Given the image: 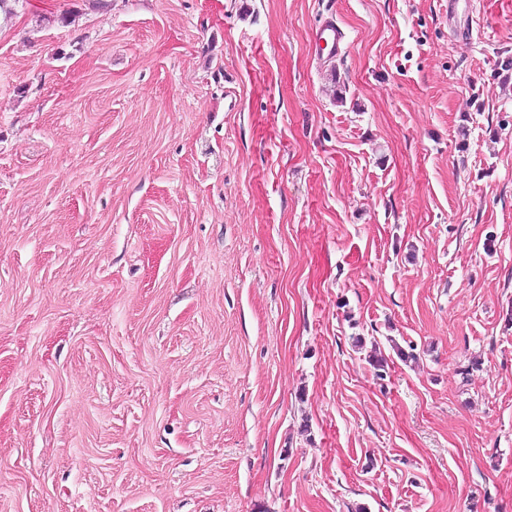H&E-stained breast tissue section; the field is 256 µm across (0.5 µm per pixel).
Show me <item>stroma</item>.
I'll return each mask as SVG.
<instances>
[{"mask_svg": "<svg viewBox=\"0 0 512 512\" xmlns=\"http://www.w3.org/2000/svg\"><path fill=\"white\" fill-rule=\"evenodd\" d=\"M470 8L0 12V512H512V0ZM314 43L321 53L328 51L327 58L342 55L347 40V34L336 20V17H329L316 29L313 36Z\"/></svg>", "mask_w": 512, "mask_h": 512, "instance_id": "stroma-1", "label": "stroma"}]
</instances>
